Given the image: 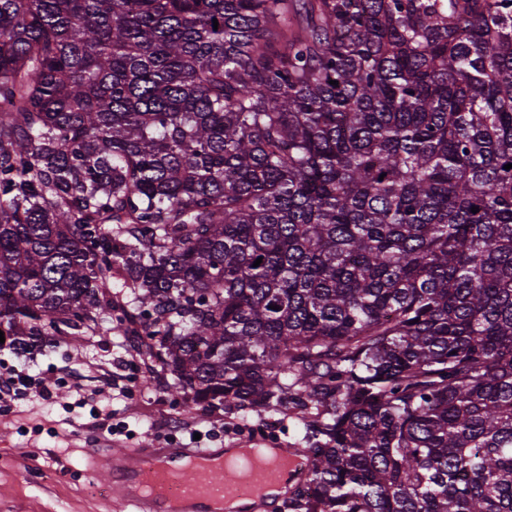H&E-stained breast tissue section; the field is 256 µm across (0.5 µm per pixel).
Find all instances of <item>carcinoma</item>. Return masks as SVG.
<instances>
[{"mask_svg": "<svg viewBox=\"0 0 512 512\" xmlns=\"http://www.w3.org/2000/svg\"><path fill=\"white\" fill-rule=\"evenodd\" d=\"M506 164L512 0H0V331L288 412L283 512H512Z\"/></svg>", "mask_w": 512, "mask_h": 512, "instance_id": "cac0c4a2", "label": "carcinoma"}]
</instances>
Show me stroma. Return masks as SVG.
Returning <instances> with one entry per match:
<instances>
[{
  "label": "stroma",
  "mask_w": 512,
  "mask_h": 512,
  "mask_svg": "<svg viewBox=\"0 0 512 512\" xmlns=\"http://www.w3.org/2000/svg\"><path fill=\"white\" fill-rule=\"evenodd\" d=\"M134 351L132 338L113 332L55 336L33 356L0 347V375L23 371L53 392L45 401L18 393L0 411V457L13 460L0 469V512H122L110 496L85 490L90 452L107 444H242L235 415L217 409L185 417L184 401L171 393L172 376L148 372ZM119 365L123 391L106 390ZM193 429L200 440H191Z\"/></svg>",
  "instance_id": "obj_1"
}]
</instances>
